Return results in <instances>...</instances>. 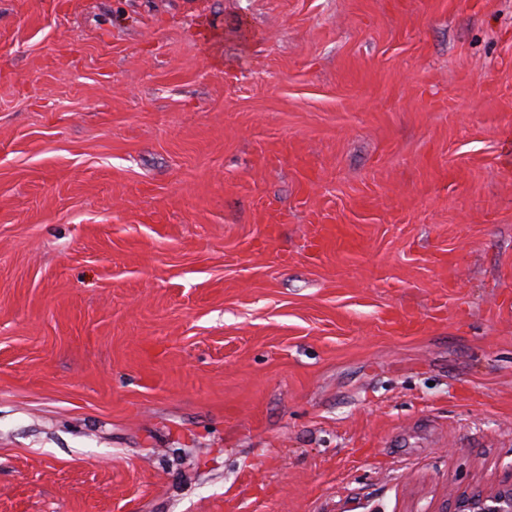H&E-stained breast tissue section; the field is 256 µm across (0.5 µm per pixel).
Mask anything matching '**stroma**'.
Segmentation results:
<instances>
[{
    "mask_svg": "<svg viewBox=\"0 0 512 512\" xmlns=\"http://www.w3.org/2000/svg\"><path fill=\"white\" fill-rule=\"evenodd\" d=\"M510 133L512 0H0V512L511 474ZM317 223L322 224L314 237L315 245L319 250L350 249L356 245V240L350 234L335 230L334 225L324 224L325 220H319Z\"/></svg>",
    "mask_w": 512,
    "mask_h": 512,
    "instance_id": "stroma-1",
    "label": "stroma"
}]
</instances>
